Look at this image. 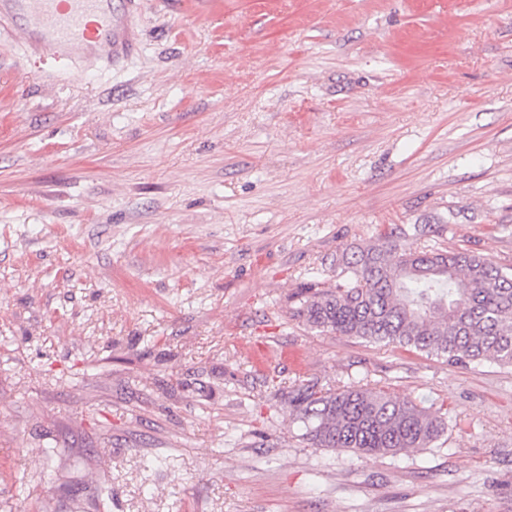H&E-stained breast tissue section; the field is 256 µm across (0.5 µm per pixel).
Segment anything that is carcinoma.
Returning a JSON list of instances; mask_svg holds the SVG:
<instances>
[{"mask_svg":"<svg viewBox=\"0 0 512 512\" xmlns=\"http://www.w3.org/2000/svg\"><path fill=\"white\" fill-rule=\"evenodd\" d=\"M291 317L321 332L395 346L467 367H512V272L468 250L413 247L396 232L336 258V281H315ZM292 422L314 448L363 457L429 448L447 417L384 386L325 387L305 380L288 391Z\"/></svg>","mask_w":512,"mask_h":512,"instance_id":"carcinoma-1","label":"carcinoma"}]
</instances>
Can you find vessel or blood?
Here are the masks:
<instances>
[{"label": "vessel or blood", "mask_w": 512, "mask_h": 512, "mask_svg": "<svg viewBox=\"0 0 512 512\" xmlns=\"http://www.w3.org/2000/svg\"><path fill=\"white\" fill-rule=\"evenodd\" d=\"M139 0L123 11L112 0H0V22L17 29L41 58L69 64L86 57L117 61L138 48L134 16Z\"/></svg>", "instance_id": "b4317fda"}]
</instances>
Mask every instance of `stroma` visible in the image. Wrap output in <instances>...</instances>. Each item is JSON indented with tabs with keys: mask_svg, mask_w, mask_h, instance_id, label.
Wrapping results in <instances>:
<instances>
[{
	"mask_svg": "<svg viewBox=\"0 0 512 512\" xmlns=\"http://www.w3.org/2000/svg\"><path fill=\"white\" fill-rule=\"evenodd\" d=\"M135 24L122 63L39 69L0 29V512H512L511 367L289 316L391 229L512 269V0H141ZM306 379L448 432L311 447L279 398Z\"/></svg>",
	"mask_w": 512,
	"mask_h": 512,
	"instance_id": "35a3bbf8",
	"label": "stroma"
}]
</instances>
